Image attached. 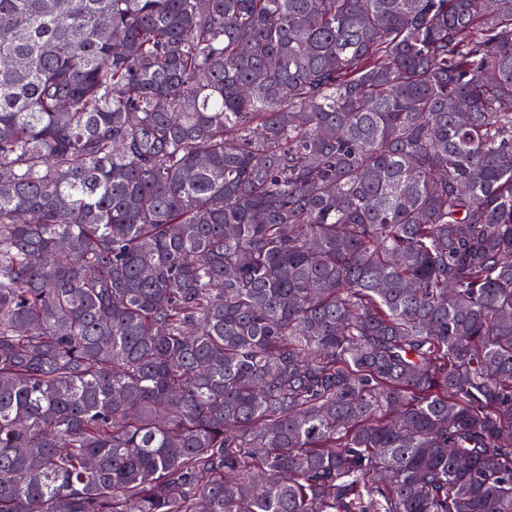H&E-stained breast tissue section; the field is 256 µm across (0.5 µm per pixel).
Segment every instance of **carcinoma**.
<instances>
[{
  "mask_svg": "<svg viewBox=\"0 0 512 512\" xmlns=\"http://www.w3.org/2000/svg\"><path fill=\"white\" fill-rule=\"evenodd\" d=\"M0 512H512V0H0Z\"/></svg>",
  "mask_w": 512,
  "mask_h": 512,
  "instance_id": "cac0c4a2",
  "label": "carcinoma"
}]
</instances>
